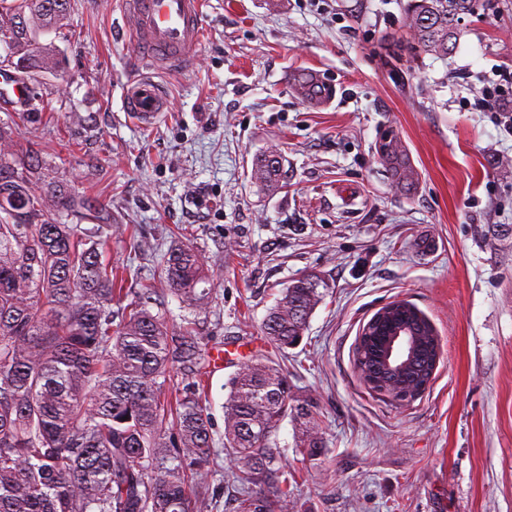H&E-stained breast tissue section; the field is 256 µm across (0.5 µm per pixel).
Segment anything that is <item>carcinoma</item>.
Returning <instances> with one entry per match:
<instances>
[{"mask_svg": "<svg viewBox=\"0 0 512 512\" xmlns=\"http://www.w3.org/2000/svg\"><path fill=\"white\" fill-rule=\"evenodd\" d=\"M489 7L408 0L415 53L448 55L461 18ZM71 9L72 0H0V40H11L25 76L32 42ZM253 180L288 183L278 152L257 158ZM110 231L107 206L50 175L40 151L0 126V512H199L214 498L218 449L206 397L192 382L167 397L176 375L199 374L201 338L190 319L168 325L150 283L114 314L128 290L105 259ZM159 278L190 312L212 308V275L193 245L173 247ZM320 284L299 277L269 309L263 331L280 355L302 340ZM378 339L371 327L355 348L365 371L376 364ZM435 350L430 340L418 349L405 386ZM226 387L223 445L239 472L237 512H287L288 469L274 436L288 418L293 447L310 461L321 457L316 403L295 395L272 357L250 362Z\"/></svg>", "mask_w": 512, "mask_h": 512, "instance_id": "cac0c4a2", "label": "carcinoma"}]
</instances>
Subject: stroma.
Returning <instances> with one entry per match:
<instances>
[{
    "instance_id": "stroma-1",
    "label": "stroma",
    "mask_w": 512,
    "mask_h": 512,
    "mask_svg": "<svg viewBox=\"0 0 512 512\" xmlns=\"http://www.w3.org/2000/svg\"><path fill=\"white\" fill-rule=\"evenodd\" d=\"M406 2L204 0L195 60L168 73L137 58L120 0H74L61 32L31 47L33 104L0 102V122L49 170L110 205L124 232L109 256L129 266L128 288L180 241L203 257L217 299L195 329L224 353L208 379L215 441L228 379L274 352L261 326L282 288L310 274L325 284L284 365L328 447L301 459L281 424L288 512H512V133L478 104L512 70V0L463 16L445 57L409 54ZM303 71L326 101L294 94ZM138 72L169 100L148 128L122 107ZM266 150L288 170L275 192L251 179ZM400 300L441 349L408 403L373 393L354 362L362 327Z\"/></svg>"
}]
</instances>
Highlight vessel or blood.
<instances>
[{
	"instance_id": "1",
	"label": "vessel or blood",
	"mask_w": 512,
	"mask_h": 512,
	"mask_svg": "<svg viewBox=\"0 0 512 512\" xmlns=\"http://www.w3.org/2000/svg\"><path fill=\"white\" fill-rule=\"evenodd\" d=\"M122 14L136 45L159 66L177 70L192 63L202 40V0H121ZM123 106L141 124H152L167 109V98L148 77L131 79Z\"/></svg>"
}]
</instances>
